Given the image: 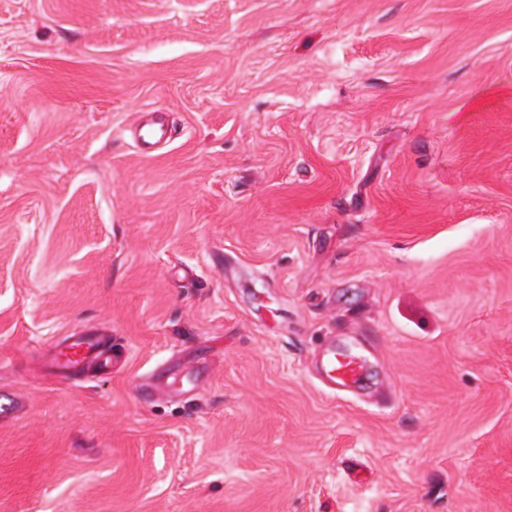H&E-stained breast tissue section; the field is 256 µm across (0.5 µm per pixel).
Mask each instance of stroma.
I'll return each instance as SVG.
<instances>
[{
    "instance_id": "obj_1",
    "label": "stroma",
    "mask_w": 512,
    "mask_h": 512,
    "mask_svg": "<svg viewBox=\"0 0 512 512\" xmlns=\"http://www.w3.org/2000/svg\"><path fill=\"white\" fill-rule=\"evenodd\" d=\"M1 387L0 512H512V0H0ZM169 131V124L163 112L152 111L143 122L131 131V136L143 147L152 148L167 139ZM99 336L94 328L82 330L72 341L54 350L48 366L58 373H68L87 360H93L99 370L109 368L112 358ZM325 370L333 384L337 381L344 385H355L363 376V365L355 358L343 353H330Z\"/></svg>"
}]
</instances>
